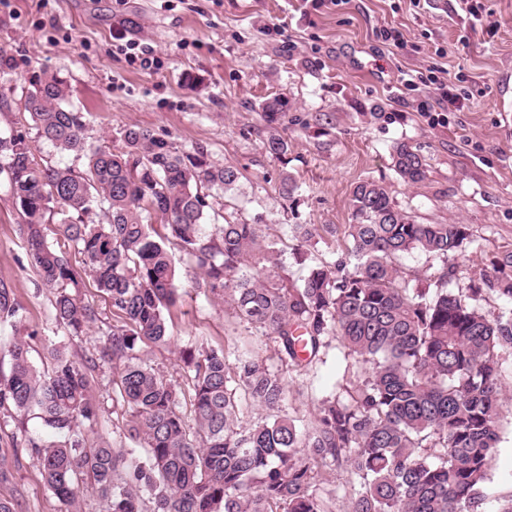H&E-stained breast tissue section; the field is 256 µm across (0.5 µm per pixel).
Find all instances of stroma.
Segmentation results:
<instances>
[{"instance_id":"stroma-1","label":"stroma","mask_w":512,"mask_h":512,"mask_svg":"<svg viewBox=\"0 0 512 512\" xmlns=\"http://www.w3.org/2000/svg\"><path fill=\"white\" fill-rule=\"evenodd\" d=\"M479 17L458 0H0V48L10 58L0 79V134L18 128L35 136L24 109V79L45 69L71 86L70 104L84 112L90 143L122 147L121 133L140 127L189 149H207L211 162L238 169L240 178L224 199L241 219L289 224H347L351 190L361 181L383 183L395 204L423 224H465L471 242L457 262L471 277L490 270L496 256L512 250V121L501 105L512 97V0H480ZM393 27L398 47L376 33ZM142 38L159 59L148 71L129 62L117 36ZM466 94L464 107L432 120L418 112L439 92L430 76ZM413 79L402 90L404 79ZM290 106L281 130L292 144L287 162L264 148L259 103L271 96ZM331 125L319 127L320 115ZM409 142L427 177L405 184L392 162L397 142ZM299 190L288 206L278 195L282 172ZM22 218L0 182V279L36 330L32 361L42 365L48 347L83 357L97 337L69 340L56 325L49 294L26 256L18 234ZM180 292L171 306L170 346H152L143 359L168 380L180 382L178 350L190 343L232 342L278 360L251 325L232 317L222 300L193 286L194 261L175 253ZM343 372L336 347L290 382L287 410L299 430L310 428L322 399L338 393ZM111 366L94 373L98 423L88 445L118 442L126 416L113 403ZM54 441L34 414L24 421L0 419V465L12 482L0 497L18 501V512H60L29 457H18L22 432ZM499 441L485 484L484 512L512 498V399L504 400Z\"/></svg>"}]
</instances>
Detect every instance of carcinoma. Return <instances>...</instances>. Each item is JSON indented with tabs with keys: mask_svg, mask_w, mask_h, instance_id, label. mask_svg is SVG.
<instances>
[{
	"mask_svg": "<svg viewBox=\"0 0 512 512\" xmlns=\"http://www.w3.org/2000/svg\"><path fill=\"white\" fill-rule=\"evenodd\" d=\"M24 83L38 137L83 160L81 171L40 162L25 132L0 135V178L23 217L31 264L70 339L98 320L81 291L84 273L117 317L84 358L54 349L42 370L29 357L37 333L20 334L9 373H0V413L35 410L63 436L46 444L27 433L23 450L65 512L86 478L103 512H330L320 486L341 470L348 512H482L512 358V308L481 302H512V250L479 281L449 289L463 275L455 260L468 226L420 224L384 185L365 180L352 190L351 223L291 225L295 260L306 265L295 280L277 262L284 235L259 218L239 220L221 201L237 169L142 128L125 129L117 152L95 146L64 77L40 70ZM258 109L269 128L266 152L288 164L291 143L277 130L288 100L269 97ZM392 160L405 183L426 178L409 143H396ZM210 216L224 223L209 231ZM312 242L325 254L308 265L303 244ZM170 244L195 259L205 297L224 300L274 343L279 369L201 343L180 351L181 385L142 361L148 346L171 343L167 314L179 288ZM413 251L443 263L436 287L413 288L399 274L396 261ZM21 310L0 279V324L20 330ZM334 342L364 371L339 385L345 397L322 400L302 432L286 412L289 375ZM102 363L112 364L113 402L127 413L122 434L131 448L87 446L86 426L99 417L90 376ZM247 400L266 415L242 421Z\"/></svg>",
	"mask_w": 512,
	"mask_h": 512,
	"instance_id": "obj_1",
	"label": "carcinoma"
}]
</instances>
